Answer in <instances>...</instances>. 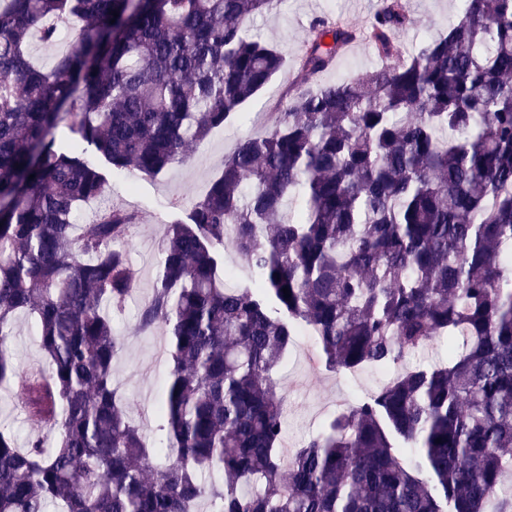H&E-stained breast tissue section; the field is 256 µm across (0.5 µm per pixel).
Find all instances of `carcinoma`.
<instances>
[{
  "label": "carcinoma",
  "instance_id": "obj_1",
  "mask_svg": "<svg viewBox=\"0 0 512 512\" xmlns=\"http://www.w3.org/2000/svg\"><path fill=\"white\" fill-rule=\"evenodd\" d=\"M273 2L0 0V385L27 314L48 368L22 405L56 436L0 424V512H512V0H460L410 55L403 0L362 31L311 22L293 98L164 233L138 327L168 341L165 446L127 416L112 310L139 218L75 224L107 183L83 145L148 176L182 161L284 68L248 35ZM360 36L385 63L318 82ZM228 237L254 285L226 286ZM303 328L328 372H400L285 459L273 375ZM434 343L445 361L410 362ZM78 30L68 29L67 26L61 25L60 38L52 43L46 44L38 39H34L30 44V53L41 65L51 66L55 59L64 53L74 40Z\"/></svg>",
  "mask_w": 512,
  "mask_h": 512
}]
</instances>
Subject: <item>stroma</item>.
I'll use <instances>...</instances> for the list:
<instances>
[{
    "label": "stroma",
    "instance_id": "obj_1",
    "mask_svg": "<svg viewBox=\"0 0 512 512\" xmlns=\"http://www.w3.org/2000/svg\"><path fill=\"white\" fill-rule=\"evenodd\" d=\"M417 20L397 35L402 50H413L419 42L446 31L457 16L458 0H405ZM377 8V0H283L276 9L259 16L250 25L252 36L275 42L287 59L286 66L258 95L249 100L241 113L208 137L190 145L183 163L150 177L135 170L109 173L108 194L104 201L83 205L84 220H92L101 204L134 211L138 224L130 230L129 259L134 278L131 299L114 324L124 340L113 378L120 388L131 419L144 436L159 441L161 423L156 404L161 395L168 364L159 354L164 342L162 330L139 331L137 313L150 295L159 270L160 245L165 228L185 217L193 203L207 191L221 172L226 156L240 141L264 133L271 125L273 112L285 107L296 75L295 60L306 36L309 22L316 17L342 20L365 26ZM316 341L302 332L290 349L275 381L286 394L283 455L316 437L336 412L358 398L376 391L386 377L368 369L356 374H333L316 368ZM11 356L20 373L45 369L35 322L20 317L14 325Z\"/></svg>",
    "mask_w": 512,
    "mask_h": 512
}]
</instances>
